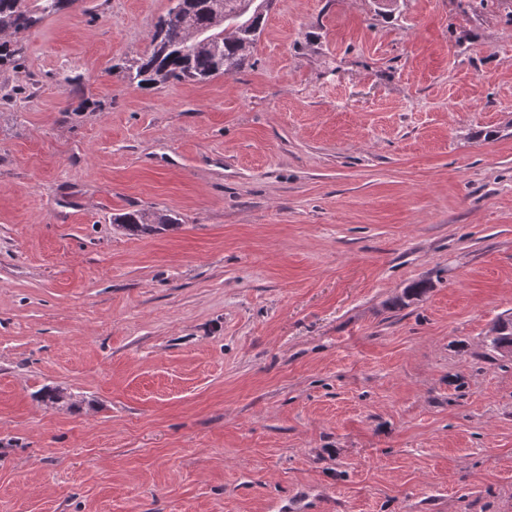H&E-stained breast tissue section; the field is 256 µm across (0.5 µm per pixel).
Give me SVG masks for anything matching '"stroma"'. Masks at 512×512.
<instances>
[{
  "label": "stroma",
  "mask_w": 512,
  "mask_h": 512,
  "mask_svg": "<svg viewBox=\"0 0 512 512\" xmlns=\"http://www.w3.org/2000/svg\"><path fill=\"white\" fill-rule=\"evenodd\" d=\"M170 5L0 66V512H512V0H273L138 87ZM210 0H194L195 33L190 36L184 23L176 18L159 19L152 36L149 54L119 67L128 72L139 87H151L170 80L204 81L218 74L231 75L243 68L252 55L263 20L252 15L242 21L231 15L225 4L237 0H215L214 8L223 11L226 22L209 8ZM224 16V17H225ZM233 22L247 27L229 29ZM179 221L177 215L159 209L133 210L113 218L114 224H119L124 230L140 236H150L172 230L180 225ZM501 322L502 329L498 330L499 335H497V326L493 327L492 338L488 337L487 340V349L490 353H487L489 359H497V356H500V352L503 354L504 358H508L511 360L512 358V316L501 318L498 320ZM495 336V337H493ZM510 344L511 346H501L504 344ZM500 349V352H499ZM495 355H492V354Z\"/></svg>",
  "instance_id": "obj_1"
}]
</instances>
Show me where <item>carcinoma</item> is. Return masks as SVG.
<instances>
[{
  "instance_id": "cac0c4a2",
  "label": "carcinoma",
  "mask_w": 512,
  "mask_h": 512,
  "mask_svg": "<svg viewBox=\"0 0 512 512\" xmlns=\"http://www.w3.org/2000/svg\"><path fill=\"white\" fill-rule=\"evenodd\" d=\"M78 0H0V65L15 62L23 56V46L11 37L35 26ZM196 11L194 35L176 18H160L152 36L149 54L124 64L121 69L139 87H151L170 80L204 81L218 74L231 75L243 68L252 55L263 20L252 15L245 28L229 29L237 18L225 11L229 20L209 8V0H194ZM113 223L140 236H150L180 225L177 215L159 209H139L120 214ZM499 335L488 339V358L500 355L505 343L512 345V316L499 319Z\"/></svg>"
}]
</instances>
